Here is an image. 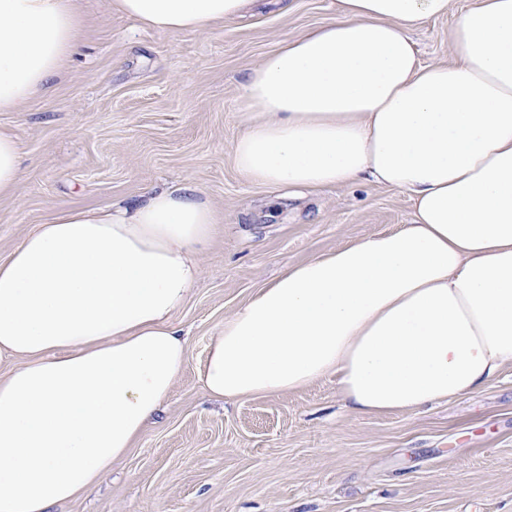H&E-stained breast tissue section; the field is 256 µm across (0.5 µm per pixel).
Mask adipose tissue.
<instances>
[{"label": "adipose tissue", "mask_w": 512, "mask_h": 512, "mask_svg": "<svg viewBox=\"0 0 512 512\" xmlns=\"http://www.w3.org/2000/svg\"><path fill=\"white\" fill-rule=\"evenodd\" d=\"M159 31H205L250 0H117ZM452 0H337L334 21L253 69L260 113L235 141L249 180H368L414 220L287 267L225 317L197 373L226 401L335 376L360 415L479 390L512 364V0H474L451 64L412 30ZM79 41L74 0H0V112L45 89ZM222 219L197 189L38 225L0 260V512L93 490L169 398L187 361L173 322Z\"/></svg>", "instance_id": "ef3b65f1"}]
</instances>
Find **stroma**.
I'll list each match as a JSON object with an SVG mask.
<instances>
[{
	"label": "stroma",
	"instance_id": "stroma-1",
	"mask_svg": "<svg viewBox=\"0 0 512 512\" xmlns=\"http://www.w3.org/2000/svg\"><path fill=\"white\" fill-rule=\"evenodd\" d=\"M80 44L0 128L21 178L0 196V260L38 225L154 191L198 188L224 223L174 316L189 334L171 396L98 487L53 512H512V365L483 390L412 413L348 411L335 377L295 393L211 398L210 336L285 267L411 223L407 193L359 181L274 189L236 168L257 114L242 85L282 42L328 24L336 0H256L205 32L143 26L115 0H77ZM451 16L412 32L423 63H451Z\"/></svg>",
	"mask_w": 512,
	"mask_h": 512
}]
</instances>
